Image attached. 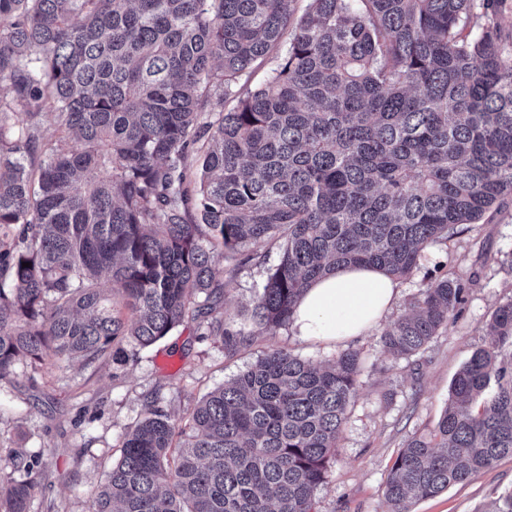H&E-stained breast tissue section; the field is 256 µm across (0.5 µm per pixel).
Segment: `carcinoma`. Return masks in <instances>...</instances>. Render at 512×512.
<instances>
[{"label":"carcinoma","instance_id":"carcinoma-1","mask_svg":"<svg viewBox=\"0 0 512 512\" xmlns=\"http://www.w3.org/2000/svg\"><path fill=\"white\" fill-rule=\"evenodd\" d=\"M295 2L0 0V382L49 357L125 362L189 322L233 359L290 324L312 280L343 264L407 277L512 193L503 0H310L298 18ZM213 88L235 105L202 123ZM47 104L64 136L43 146ZM271 243L248 315L222 309ZM466 293L435 279L384 349L424 351ZM486 335L395 457L390 512L512 458V299ZM360 372L352 347L315 367L271 346L185 417L148 402L89 512H315ZM35 464L0 458L25 472L4 512H31Z\"/></svg>","mask_w":512,"mask_h":512}]
</instances>
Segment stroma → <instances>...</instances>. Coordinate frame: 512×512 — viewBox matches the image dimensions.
Segmentation results:
<instances>
[{
  "instance_id": "1",
  "label": "stroma",
  "mask_w": 512,
  "mask_h": 512,
  "mask_svg": "<svg viewBox=\"0 0 512 512\" xmlns=\"http://www.w3.org/2000/svg\"><path fill=\"white\" fill-rule=\"evenodd\" d=\"M278 259L273 244L265 264L245 266L225 295L226 308H248ZM442 269L468 282L467 302L424 353L393 359L377 328L350 340V347L362 352L363 371L328 481L315 493L316 512H388L383 486L394 457L410 437L436 426L448 405L451 380L487 343L485 327L495 308L512 299V196L478 223L459 225L448 240L429 246L417 269L400 279L385 322L401 316ZM272 344L316 365L340 349L336 343L301 340L286 326L228 360L220 338L202 335L188 323L123 364L86 366L52 358L37 369L17 364L9 381L0 384V456L15 451L39 456L43 491L36 512H87L90 489L118 461L119 440L147 400L160 398L169 412L184 416ZM509 492L512 459L505 458L466 483L416 502L412 512H492Z\"/></svg>"
}]
</instances>
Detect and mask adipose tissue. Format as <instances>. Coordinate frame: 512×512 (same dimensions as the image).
<instances>
[{"instance_id":"adipose-tissue-1","label":"adipose tissue","mask_w":512,"mask_h":512,"mask_svg":"<svg viewBox=\"0 0 512 512\" xmlns=\"http://www.w3.org/2000/svg\"><path fill=\"white\" fill-rule=\"evenodd\" d=\"M398 292L397 281L379 269L339 267L305 289L292 331L305 340L334 343L364 335L390 309Z\"/></svg>"}]
</instances>
